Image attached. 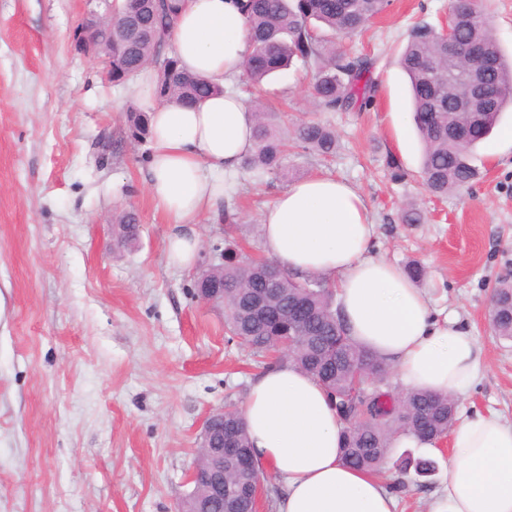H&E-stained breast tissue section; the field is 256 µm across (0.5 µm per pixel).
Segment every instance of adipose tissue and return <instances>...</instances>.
<instances>
[{"label": "adipose tissue", "instance_id": "adipose-tissue-1", "mask_svg": "<svg viewBox=\"0 0 512 512\" xmlns=\"http://www.w3.org/2000/svg\"><path fill=\"white\" fill-rule=\"evenodd\" d=\"M242 0H185L172 40L181 66L216 84L192 107L149 113L147 193L172 231L168 264L192 268L202 218L220 223L227 181L255 149L254 118L233 81L248 51ZM264 249L293 272L326 276L352 338L391 362L410 389L460 393L477 379L481 350L455 315L432 308L396 263L374 255L377 224L347 181L312 175L260 218ZM253 456L274 473L275 512H397L384 481L341 459L343 423L325 390L292 362L261 371L242 406ZM445 489L429 512H512V424L476 413L449 430Z\"/></svg>", "mask_w": 512, "mask_h": 512}]
</instances>
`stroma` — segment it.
<instances>
[{"mask_svg":"<svg viewBox=\"0 0 512 512\" xmlns=\"http://www.w3.org/2000/svg\"><path fill=\"white\" fill-rule=\"evenodd\" d=\"M450 0H388L362 32L340 39L374 59L375 96L351 112L318 111L312 68L294 61L267 79L261 103L283 135L309 117L335 130L323 160L294 149L287 178L244 172L224 204L237 242L264 257L261 211L290 183L323 174L367 200L372 250L417 263L436 309L476 337L482 369L458 394L457 415L512 424V340L488 320L497 279L512 278V149L506 111L475 154L478 178L437 198L420 178L407 78L396 63L409 29L441 26ZM84 0H0V512H179L204 418L242 405L261 367L229 341L221 307L192 295L193 273L168 265L169 226L145 189L150 142L126 111H150L136 85L115 86L71 43ZM423 214L406 224V208ZM135 210L138 241L115 247L111 220ZM428 481L387 473L399 512H428L446 483L448 454Z\"/></svg>","mask_w":512,"mask_h":512,"instance_id":"1","label":"stroma"}]
</instances>
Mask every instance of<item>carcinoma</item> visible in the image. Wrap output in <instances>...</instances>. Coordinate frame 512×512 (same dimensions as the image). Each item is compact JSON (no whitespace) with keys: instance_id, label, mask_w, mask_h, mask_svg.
I'll use <instances>...</instances> for the list:
<instances>
[{"instance_id":"carcinoma-1","label":"carcinoma","mask_w":512,"mask_h":512,"mask_svg":"<svg viewBox=\"0 0 512 512\" xmlns=\"http://www.w3.org/2000/svg\"><path fill=\"white\" fill-rule=\"evenodd\" d=\"M386 0H248L246 18L249 53L245 81L256 92L269 75L288 69L293 59L315 67L313 98L325 110L347 112L371 104L373 62L368 57H349L336 50V38L362 31L380 14ZM181 0H129L115 13L112 33L99 41L97 55L112 60V83L128 84L150 64L157 73L156 93L192 105L216 87L184 71L171 43V34ZM455 40L462 47L478 46L494 57L489 81L494 110L473 116L454 111L464 90L463 75L472 61L459 55L448 57L440 30L413 27L401 52L399 64L410 85L413 121L422 144L421 179L435 196L469 185L478 175L472 165L479 142L469 135L478 123L489 136L502 114L512 108V60L503 53L491 23L478 8L468 11L455 27ZM454 73L448 79V72ZM255 115V151L242 168L262 177L283 173L288 140L327 157L335 154L336 136L324 124L310 119L299 124L288 139L275 130L258 104ZM131 136L149 134L148 116L132 107L128 113ZM140 234L138 216L123 211L115 216L112 235L127 246ZM224 252V265L205 269L197 276L198 288L224 289V329L230 339L257 357L280 342L294 338L289 359L322 385L340 417L354 420L342 434V458L349 465L382 472L396 434L439 439L448 434L456 416V402L448 396L406 390L393 398L382 389L390 367L358 345L334 307L326 282L315 276H298L269 260H255L228 239L212 244ZM492 328L496 335L512 339V280L495 282L491 300ZM370 370L375 381L365 393L353 395L358 372ZM234 430L238 459H252L249 438L239 408L224 406V430ZM185 512H251L252 501L210 500L203 489L186 495Z\"/></svg>"}]
</instances>
